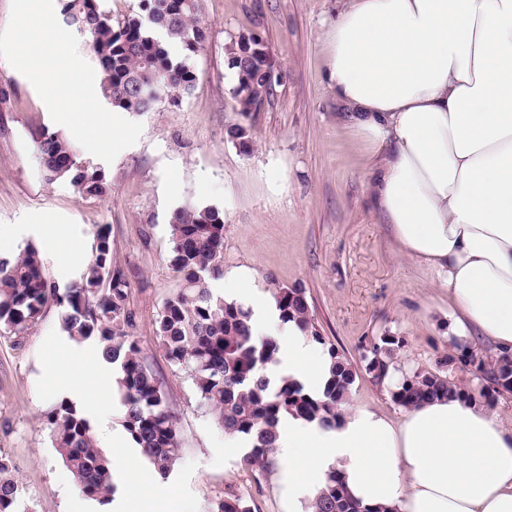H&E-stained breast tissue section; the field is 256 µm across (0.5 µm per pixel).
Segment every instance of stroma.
I'll use <instances>...</instances> for the list:
<instances>
[{"instance_id": "1", "label": "stroma", "mask_w": 512, "mask_h": 512, "mask_svg": "<svg viewBox=\"0 0 512 512\" xmlns=\"http://www.w3.org/2000/svg\"><path fill=\"white\" fill-rule=\"evenodd\" d=\"M338 8V0H200L207 42L193 61L194 90L181 103L134 114L142 135L103 164L108 191L98 199H80L69 182L45 179L33 138L65 128L30 81L0 58V255L34 244L63 289L78 270L59 266L54 228H66L72 246L89 248L96 227L106 225L112 266L129 283L134 338L181 435V462L161 492L163 512H211L230 494L247 499L252 512L288 507L275 475L244 465L246 446L225 447L223 431L157 336L162 306L180 286L170 265L178 208L223 211L224 266L254 269L264 300L273 301L281 287L305 289L326 343L358 372L349 409L392 418L401 412L365 371L370 340L384 334L404 340L397 365L476 385L449 336L448 298L424 266L401 256L370 200L363 151L343 126L345 108L327 87L324 24ZM248 31L266 41L278 81L251 116L254 147L245 154L225 135L238 120L226 48ZM65 349L78 364L97 355L93 342L68 343L52 311L22 343L0 336V455L11 461L29 512L98 509L75 489L46 418L74 386L49 368ZM111 378L107 367L87 384L83 412L92 429L122 427Z\"/></svg>"}]
</instances>
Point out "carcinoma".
Returning <instances> with one entry per match:
<instances>
[{
    "mask_svg": "<svg viewBox=\"0 0 512 512\" xmlns=\"http://www.w3.org/2000/svg\"><path fill=\"white\" fill-rule=\"evenodd\" d=\"M62 20L82 31L94 61L104 102L122 112H149L163 100L180 102L193 90L197 74L193 58L205 47L207 34L198 21L199 0H140L141 12L112 22L101 0H61ZM267 45L254 32L242 33L227 49L233 71V95L240 115L257 111L273 94L277 78L265 53ZM226 136L243 153L253 147L249 127L234 123ZM45 175L69 182L82 199L107 192L104 173L92 160L76 162L65 137L42 131L34 140ZM170 265L181 288L167 299L158 319V336L170 363L185 371L198 403L217 417L226 433L250 440L244 465L268 470L276 463L277 427L288 415L334 429L341 406L357 372L332 345V368L323 391L315 395L303 384L284 377L275 384L261 373L279 361L280 347L271 337L253 335L252 312L213 287L224 274V213L213 206L182 209L171 225ZM128 284L112 269V240L102 227L94 232V252L70 287L60 290L44 272L39 249L27 246L11 256L0 255V335L21 339L52 308L63 335L76 342L96 341L98 354L115 368L114 386L123 408V426L142 456L167 477L179 461L180 434L161 383L145 364L134 340V316L127 307ZM282 321H295L311 339L325 343L312 323L303 288L282 287L275 295ZM403 340L387 334L371 341L365 366L403 408L448 394L467 400L474 393L438 371L404 370L395 365ZM461 360L477 364L479 394L492 402L512 392V360L487 367L464 353ZM401 373L398 384L385 382L389 369ZM53 447L79 490L105 503L113 492L109 460L97 447L88 420L67 401L48 415ZM20 487L10 460L0 455V512H20ZM312 512H371L346 492L336 472L311 504ZM214 512H251L248 502L233 495L220 500Z\"/></svg>",
    "mask_w": 512,
    "mask_h": 512,
    "instance_id": "carcinoma-1",
    "label": "carcinoma"
}]
</instances>
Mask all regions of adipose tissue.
Masks as SVG:
<instances>
[{"label":"adipose tissue","instance_id":"adipose-tissue-1","mask_svg":"<svg viewBox=\"0 0 512 512\" xmlns=\"http://www.w3.org/2000/svg\"><path fill=\"white\" fill-rule=\"evenodd\" d=\"M326 84L364 148L371 199L404 257L448 297L453 329L512 355V0H344L325 37ZM288 377L321 392L331 363L276 309L253 314ZM288 512L328 473L370 512H512V426L450 395L339 427L281 420Z\"/></svg>","mask_w":512,"mask_h":512}]
</instances>
